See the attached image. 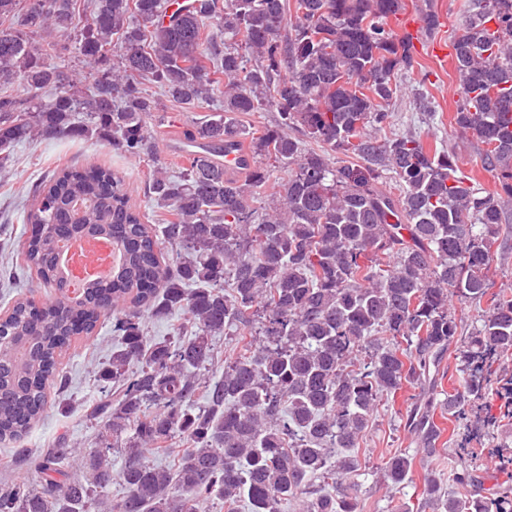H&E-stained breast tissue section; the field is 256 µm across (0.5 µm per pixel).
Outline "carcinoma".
Segmentation results:
<instances>
[{
    "mask_svg": "<svg viewBox=\"0 0 512 512\" xmlns=\"http://www.w3.org/2000/svg\"><path fill=\"white\" fill-rule=\"evenodd\" d=\"M0 0V172L16 146L71 139L106 142L134 159L155 157L148 120L158 100L224 105L183 132L202 144L171 175L146 185L165 223L143 222L124 176L101 165L64 167L33 187L18 242L24 269L60 282L58 242L100 236L120 244L121 270L80 297L35 311L19 298L0 316V442L17 443L68 377L58 359L72 338L112 318L119 338L97 373L87 410L99 428L86 451L60 437L35 454L14 449L24 479L0 487V512H357L358 447L382 398L421 388L405 427L431 457L442 436L434 410L461 414L481 395L479 364L512 354V293L489 294V270L512 199V0H468L450 47L460 99L450 125L475 137L486 192L459 166L456 146L412 132L380 137L413 67L412 37L388 19L403 0ZM424 30H440L422 8ZM18 90H13V87ZM273 110L252 133L238 117ZM323 145L307 150L304 139ZM247 150L242 175L224 150ZM344 156L333 162L329 153ZM288 175L265 200L260 189ZM392 175L397 192L380 189ZM490 297L481 324L457 350L463 389L439 390L440 365L462 335L448 308ZM188 317L152 343L146 321ZM237 329L222 371L215 338ZM124 452L120 468L112 452ZM414 456L385 462L408 483ZM122 496L110 499L112 484ZM424 503L443 512H512L443 494L424 476Z\"/></svg>",
    "mask_w": 512,
    "mask_h": 512,
    "instance_id": "cac0c4a2",
    "label": "carcinoma"
}]
</instances>
